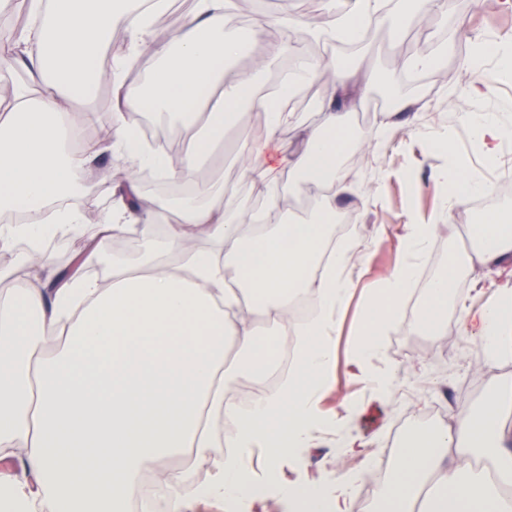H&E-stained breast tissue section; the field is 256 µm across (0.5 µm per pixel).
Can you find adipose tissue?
Returning a JSON list of instances; mask_svg holds the SVG:
<instances>
[{
  "label": "adipose tissue",
  "mask_w": 512,
  "mask_h": 512,
  "mask_svg": "<svg viewBox=\"0 0 512 512\" xmlns=\"http://www.w3.org/2000/svg\"><path fill=\"white\" fill-rule=\"evenodd\" d=\"M229 0H196L195 10L174 34L159 36L154 20L168 0H28V23L11 34L14 49L26 52L28 79L13 86V108L0 114V211L37 214V221L0 227V249L19 237L39 241L52 229L77 228L80 210L50 209L52 200L72 194L81 176L105 151L135 167L163 170L190 184L192 195L178 204L141 198L132 174H124L111 211L98 225L99 241L76 270L63 273L51 255L30 257L33 276L0 292V459L20 473L0 477V512H116L118 501L142 474L157 475L168 512H195L205 500L240 504L254 500L244 453L260 446L269 458L272 485L289 500L304 499L309 512H352L363 474L336 481L287 477L285 470L309 447L324 424L317 399L330 382L336 324L351 282L346 269L361 261L356 247L332 251L320 274L312 269L323 229L336 200L350 188L340 158L352 141L349 112L361 101L373 75L369 62H339L319 55L287 71L274 91L260 89L264 74L291 54L299 41L353 43L366 27L404 15L424 26L428 15L447 19L451 0H357L355 10L302 22L290 14L258 17L225 35ZM277 27L278 39L266 36ZM130 40L110 54L118 29ZM264 48L248 72L235 61L248 45ZM158 65L149 81L133 85L127 72L144 54ZM329 74L322 122L302 130L298 150L275 151L293 115L283 108L297 88ZM112 90V130L79 147L71 141L84 125L72 102L95 98L101 84ZM247 104L265 113L262 147L243 145L245 174L263 184L269 206L253 238H246L248 214L235 215L223 189L212 183L203 160L224 137L228 111ZM457 109L471 126L487 159L512 134L491 115ZM177 112L203 119V132L186 133L178 154L159 143L132 137V114ZM290 169L294 182L326 185L314 217L286 218L279 207V179ZM440 224H407L404 259L370 298L350 351L353 377L386 394L392 377L371 360L394 326L401 304ZM137 235L143 258L113 263L108 284L85 277L98 264L109 239ZM213 247H196L199 237ZM469 268L512 263V223L498 216L470 226ZM457 267L428 282L416 326L439 332L448 299L455 293ZM316 302L314 320L299 324L289 302L299 292ZM259 310L261 320L244 319ZM478 340L489 364L512 363V285L503 284L486 306ZM277 339L292 342L297 355L286 380L241 408L235 375L257 378L275 350L264 324ZM65 338V354L38 360L41 347ZM241 360L235 374L224 371L228 350ZM206 464L210 481L189 482L184 472L163 469L170 453ZM376 493L385 512H512V374H502L477 410L458 408L452 424H414L404 447Z\"/></svg>",
  "instance_id": "adipose-tissue-1"
}]
</instances>
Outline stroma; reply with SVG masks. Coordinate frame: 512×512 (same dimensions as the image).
<instances>
[{"mask_svg":"<svg viewBox=\"0 0 512 512\" xmlns=\"http://www.w3.org/2000/svg\"><path fill=\"white\" fill-rule=\"evenodd\" d=\"M423 33L430 53L443 54L447 80L439 81L432 71L399 73L402 95L417 102L419 108L410 124L390 130L385 127L391 108L388 93L374 85L366 90L361 108L376 102L381 108L373 115V128L357 134V147L351 148L343 159L352 190L336 204L337 214L348 217L351 238L366 259L347 271L353 283V296L340 317L330 367L332 382L320 395L319 407L331 416L341 400L353 399L359 410L347 425V433L366 440L376 439L377 444L369 448L367 455L345 456L331 440L315 439L312 447L298 452L301 466L312 474L325 476L337 470H357L367 462L392 464L412 420L421 418L438 403L451 412L463 403L480 405L489 395L492 382L504 372L503 367L489 366L481 374H473L470 364L481 358V345L474 336L460 333L459 325L462 317L476 319L506 275H483L465 266L459 270L457 296L448 302L440 334L429 335L415 328V304L401 308L396 326L373 361L374 370L389 371L398 377L396 389L388 398H378L371 385L352 378L345 365L368 296L404 258L400 244L403 225L436 221L444 213L450 223L457 225L455 236L440 235L433 239L422 261L423 266H434L440 274L444 268L438 265V258L460 256L468 249V225L489 214L512 215V144L502 143L497 160L487 162L444 93L445 87L455 86L462 62L469 60L481 43L512 46V5L502 4L488 10L484 0H460L453 17L444 23L429 17ZM412 34L409 28L397 35L379 27L373 37L357 45H336L331 53L340 60L366 57L384 77L388 74V59L402 50L405 39ZM479 84L486 94L471 99L469 111L493 112L504 122L512 123V73L501 66L498 56H487ZM326 90L325 81L315 80L304 85L290 101L295 124L282 130L278 141L281 151L296 150L301 129L320 122L319 105ZM263 127L262 114L241 106L235 119L225 127L224 147L211 163L216 183L223 185L225 195L235 206L247 211L261 210L267 192L244 176L236 148L243 142L261 146ZM444 137L450 139L451 151L438 149L437 143ZM455 159L462 161L472 177L488 186V193L463 201L446 200L445 187L437 184L433 175L448 168ZM116 172L112 154H102L91 177L77 193L78 206L86 213L88 227H95L99 215L111 208ZM478 283L482 284L483 293H475Z\"/></svg>","mask_w":512,"mask_h":512,"instance_id":"stroma-1","label":"stroma"}]
</instances>
